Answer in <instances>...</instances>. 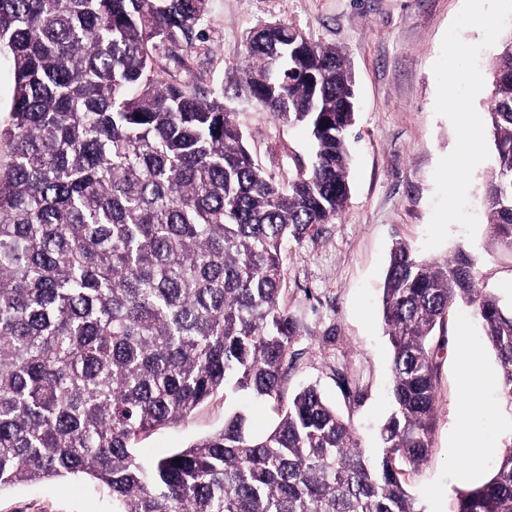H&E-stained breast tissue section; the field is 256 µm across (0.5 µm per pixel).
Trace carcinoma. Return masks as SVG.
I'll use <instances>...</instances> for the list:
<instances>
[{
	"instance_id": "1",
	"label": "carcinoma",
	"mask_w": 512,
	"mask_h": 512,
	"mask_svg": "<svg viewBox=\"0 0 512 512\" xmlns=\"http://www.w3.org/2000/svg\"><path fill=\"white\" fill-rule=\"evenodd\" d=\"M204 0H0L11 53L10 161L0 169V489L85 476L112 512H420L407 476L431 455L436 329L463 304L481 323L512 407V310L464 251L390 252L382 321L393 410L382 452L314 385L284 404L298 325L281 303L283 252L349 198L354 78L346 53L269 22L227 82L313 152L284 184L253 157L224 104L154 74L156 42L192 44ZM486 123L494 164L483 202L491 246L512 255V33L492 57ZM277 404L252 433L243 412L173 454L139 437L218 391ZM451 512H512V439L492 477Z\"/></svg>"
}]
</instances>
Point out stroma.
Masks as SVG:
<instances>
[{
  "label": "stroma",
  "instance_id": "1",
  "mask_svg": "<svg viewBox=\"0 0 512 512\" xmlns=\"http://www.w3.org/2000/svg\"><path fill=\"white\" fill-rule=\"evenodd\" d=\"M463 0H207L200 36L172 56L157 46L154 62L165 81L211 89L243 66L246 34L270 21L288 23L313 41L347 52L355 75V123L350 131L351 193L345 209L316 235L289 242L284 252L282 304L299 325L284 398L313 383L349 418L363 452L382 451L379 427L387 416L392 349L382 321V286L390 249L409 243L439 260L462 250L504 309L512 308V256L488 245L482 197L492 160L479 164L469 190L478 219L474 238L459 226L439 247L424 249L431 218L434 169L456 143L451 122L436 115L432 66ZM228 106L258 163L285 182L307 165L312 149L303 129L277 120L243 98ZM441 363L433 452L410 474L421 512H449L461 462L452 448L462 401L463 347L476 343L479 324L470 308L453 311ZM348 379L357 398L340 385ZM224 395L216 393L185 419L142 436L141 457L171 453L219 429ZM0 512H112V501L77 476L0 490Z\"/></svg>",
  "mask_w": 512,
  "mask_h": 512
}]
</instances>
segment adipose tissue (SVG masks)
<instances>
[{
  "label": "adipose tissue",
  "mask_w": 512,
  "mask_h": 512,
  "mask_svg": "<svg viewBox=\"0 0 512 512\" xmlns=\"http://www.w3.org/2000/svg\"><path fill=\"white\" fill-rule=\"evenodd\" d=\"M460 362L466 373L465 390L466 392H469L470 397L469 399H466L459 411L463 424L455 435L454 446L466 461L462 470L463 476L473 479L477 476V472L473 466L474 461L481 453L495 445V436L493 432H478L470 429L468 425L469 418L477 410V406L472 399L471 394L477 390L480 382L488 381L489 376L480 367L478 361V350L476 347L472 346L464 349L460 354Z\"/></svg>",
  "instance_id": "obj_1"
}]
</instances>
